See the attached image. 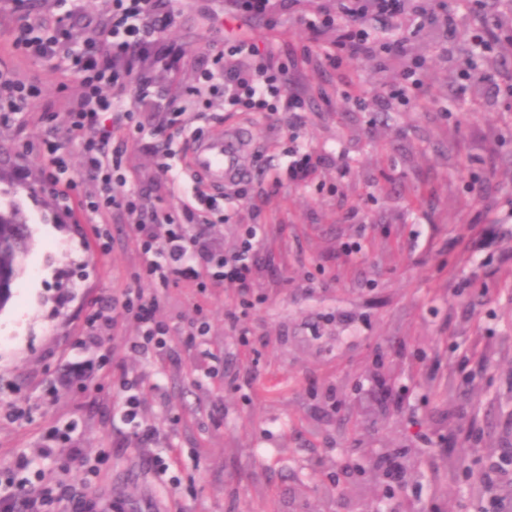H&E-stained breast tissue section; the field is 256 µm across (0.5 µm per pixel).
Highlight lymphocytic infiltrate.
I'll return each instance as SVG.
<instances>
[{
	"label": "lymphocytic infiltrate",
	"instance_id": "obj_1",
	"mask_svg": "<svg viewBox=\"0 0 512 512\" xmlns=\"http://www.w3.org/2000/svg\"><path fill=\"white\" fill-rule=\"evenodd\" d=\"M406 0H337L335 10L322 12L308 21L312 34L336 30L335 50L326 54L329 66L338 67L343 57L370 58L383 52V45L370 39L367 22L390 19ZM167 0H108L107 17L96 26L82 46L74 44L77 12L35 25L19 17L13 48L22 55L49 63L64 60L67 71L77 76L81 90L62 102L63 128L50 130L25 153L40 159L42 182L52 186L68 216H84L90 223L93 241L100 255H109L114 239L107 222L110 213L127 216L136 231L140 267L148 282L144 288L124 289L112 302L98 306L89 315L81 344H100L104 332L130 322L136 327L133 351L144 357L160 356L170 350L175 329L159 316L168 288L179 283L199 291L231 283L237 286L240 303L251 306L256 267L252 257L261 243V227L246 225L234 251L212 249L207 238L211 225L223 222V192L209 191L202 178H195L179 212L145 211L143 193L136 189L125 165V141L121 130L143 131L138 113L125 109L123 97L135 92L147 99L153 79L147 60L162 61L160 36L174 21ZM249 58L251 69L242 73L237 63ZM285 71L276 67L270 52L256 43L236 39L221 44L211 63L195 71L192 92L202 96L214 81H221L224 100L243 112H274L303 109V100L289 94ZM41 96L37 80H23L0 69V116L30 111ZM168 135L155 146L158 158L156 183L176 187L182 174L174 166V143L180 138H199L201 128L188 122L184 106L167 114ZM76 140L82 168L71 173L61 152L60 136ZM34 486L11 482L0 485V512H93L94 506L76 491L64 476L49 477L44 470H32Z\"/></svg>",
	"mask_w": 512,
	"mask_h": 512
}]
</instances>
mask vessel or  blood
<instances>
[{
  "label": "vessel or blood",
  "instance_id": "obj_1",
  "mask_svg": "<svg viewBox=\"0 0 512 512\" xmlns=\"http://www.w3.org/2000/svg\"><path fill=\"white\" fill-rule=\"evenodd\" d=\"M250 150L249 134L237 128L197 140L191 153V166L212 188L221 189L250 176L246 162Z\"/></svg>",
  "mask_w": 512,
  "mask_h": 512
}]
</instances>
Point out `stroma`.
Masks as SVG:
<instances>
[{
    "label": "stroma",
    "instance_id": "obj_1",
    "mask_svg": "<svg viewBox=\"0 0 512 512\" xmlns=\"http://www.w3.org/2000/svg\"><path fill=\"white\" fill-rule=\"evenodd\" d=\"M163 35L171 66L156 64L155 96L140 107L146 136L127 140V161L147 207H176L180 194L156 190L155 142L170 102H188L195 66L212 57L215 23L246 32L286 67L303 111L237 112L220 91L202 121L204 134L249 129L251 180L242 205L212 226V246L231 251L245 224L264 227L253 288L262 304L239 326L254 344H238L225 323L237 309L232 285L208 296L183 284L169 289L160 316L183 328L205 318L208 336L175 354L128 353L125 324L105 345L132 376L144 379L142 412L156 435L144 442L114 415L121 404L111 369L83 376L98 352L79 345L98 303L134 284L136 235L111 219L109 256L88 243L89 227L61 215L39 161L20 157L48 124L0 125V205L27 219L29 252L0 309V477L17 456L68 468L95 512H477L473 477L488 447L512 448V44L479 62L486 95L460 89L470 57L462 33L434 31L410 43L425 56L419 101L379 110L375 98L400 80L405 58L325 64L335 38L311 43L302 13L240 23L225 0H172ZM80 9L106 15L105 0H35L32 19ZM15 18L0 12V68L39 79L41 104L77 95L75 76L13 53ZM310 46L312 59L291 65ZM296 147L322 159L316 174L290 178L285 153ZM283 186L270 194L274 178ZM455 375L476 398L445 402L429 382ZM77 422L83 462L61 445L40 458L48 434ZM174 448L176 481L148 469V456ZM460 468L435 492L431 469L447 454Z\"/></svg>",
    "mask_w": 512,
    "mask_h": 512
}]
</instances>
